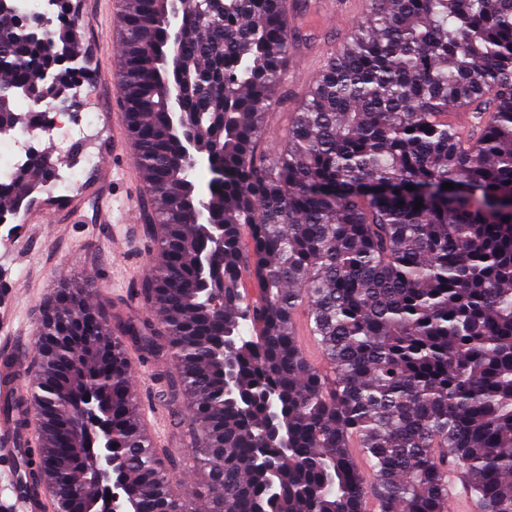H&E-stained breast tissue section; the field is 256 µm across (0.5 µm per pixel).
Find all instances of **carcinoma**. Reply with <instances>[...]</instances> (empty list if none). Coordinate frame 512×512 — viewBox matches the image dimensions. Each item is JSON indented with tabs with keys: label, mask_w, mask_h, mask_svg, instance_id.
Returning a JSON list of instances; mask_svg holds the SVG:
<instances>
[{
	"label": "carcinoma",
	"mask_w": 512,
	"mask_h": 512,
	"mask_svg": "<svg viewBox=\"0 0 512 512\" xmlns=\"http://www.w3.org/2000/svg\"><path fill=\"white\" fill-rule=\"evenodd\" d=\"M49 3L57 26L34 36L0 0L1 130L33 121L16 97L90 83L66 0ZM169 13V0H120L114 29L152 202L138 295L161 317L125 333L176 366L157 396L186 402L205 512H444L449 458L481 512H512V0H369L272 158L260 139L288 77L285 0H194L174 53ZM186 138L224 173L207 184L210 225ZM25 167L0 205L55 177L45 154ZM302 306L327 371L299 343ZM44 316L20 471L53 512L75 489L79 512H102L79 423L90 395L136 512H187L178 461L141 428L124 342L81 288Z\"/></svg>",
	"instance_id": "1"
}]
</instances>
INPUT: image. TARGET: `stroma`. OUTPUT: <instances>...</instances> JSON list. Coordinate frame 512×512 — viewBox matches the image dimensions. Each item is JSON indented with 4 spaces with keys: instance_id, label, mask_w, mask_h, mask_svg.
<instances>
[{
    "instance_id": "stroma-1",
    "label": "stroma",
    "mask_w": 512,
    "mask_h": 512,
    "mask_svg": "<svg viewBox=\"0 0 512 512\" xmlns=\"http://www.w3.org/2000/svg\"><path fill=\"white\" fill-rule=\"evenodd\" d=\"M114 0H68L69 16L80 26L79 47L91 77L90 92L77 97L76 111L89 126L88 137L71 157L60 165L59 178L50 189L55 197L68 199L75 191L70 174H77L80 185L91 184L103 153L112 149V125L109 114L123 111L115 75L117 52L111 30L116 11ZM319 0H298V9L310 22L294 35L289 52L291 66L282 88L285 100L278 107V117L270 122L263 140L267 154H275L287 131L292 107L301 100L315 75L314 63L326 53L338 49L362 21L363 11L351 10L348 0H337L336 12L341 24L320 26L313 18ZM152 256L144 245L138 224H102L92 204H85L79 216L70 218L53 212L45 227L16 255L0 252V289H11L8 299L14 312V332L22 336L29 351H36L37 336L43 318V304L53 291L69 279L91 284L90 305L103 316L113 335H121L130 318L148 316L147 307L135 300L133 293L140 280L149 276ZM156 366L140 363L132 370L141 412H155L168 435L169 448L181 460L174 481L182 495L200 491V479L192 443L184 426L175 425L173 417L155 397Z\"/></svg>"
}]
</instances>
